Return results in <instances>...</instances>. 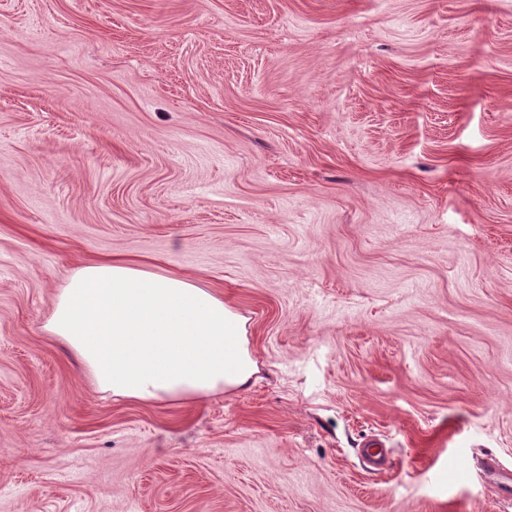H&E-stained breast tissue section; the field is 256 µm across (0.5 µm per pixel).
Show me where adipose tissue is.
<instances>
[{
	"mask_svg": "<svg viewBox=\"0 0 512 512\" xmlns=\"http://www.w3.org/2000/svg\"><path fill=\"white\" fill-rule=\"evenodd\" d=\"M113 397L191 404L256 371L244 317L194 278L106 259L78 267L43 325Z\"/></svg>",
	"mask_w": 512,
	"mask_h": 512,
	"instance_id": "1",
	"label": "adipose tissue"
}]
</instances>
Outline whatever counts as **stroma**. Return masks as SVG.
<instances>
[{
    "label": "stroma",
    "instance_id": "1",
    "mask_svg": "<svg viewBox=\"0 0 512 512\" xmlns=\"http://www.w3.org/2000/svg\"><path fill=\"white\" fill-rule=\"evenodd\" d=\"M94 258L223 291L248 386L97 390L42 329ZM509 473L512 0H0V512H512Z\"/></svg>",
    "mask_w": 512,
    "mask_h": 512
}]
</instances>
